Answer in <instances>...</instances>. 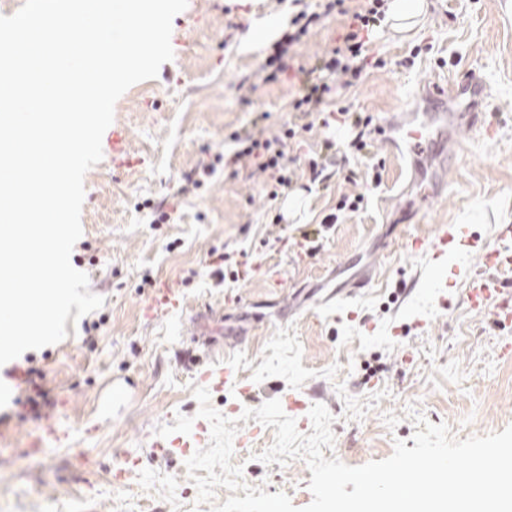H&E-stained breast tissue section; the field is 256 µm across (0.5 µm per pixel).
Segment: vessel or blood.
<instances>
[{"instance_id":"b4317fda","label":"vessel or blood","mask_w":512,"mask_h":512,"mask_svg":"<svg viewBox=\"0 0 512 512\" xmlns=\"http://www.w3.org/2000/svg\"><path fill=\"white\" fill-rule=\"evenodd\" d=\"M437 98L444 101L463 103L467 106L466 123L470 131L491 139L496 135L494 125L484 123L472 110L474 104L491 96L489 86L478 74H470L462 81H448L436 86ZM436 116H418L408 113L405 119L388 120L384 128L398 132L402 149L406 155L421 154L433 139ZM499 244L493 248L477 247L474 239L465 229L442 232L434 239L423 242L413 241L412 247L428 253L435 263H443L448 252L459 248H473L478 253V262L468 275L467 296L470 304L477 309L490 311L500 326H512V294L506 292L501 275L512 269V225L505 224L499 230Z\"/></svg>"}]
</instances>
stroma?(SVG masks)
<instances>
[{"mask_svg":"<svg viewBox=\"0 0 512 512\" xmlns=\"http://www.w3.org/2000/svg\"><path fill=\"white\" fill-rule=\"evenodd\" d=\"M292 10L290 0H188L172 21L173 60L116 102L103 159L84 177L82 242L71 254L105 303L66 323L59 343L33 350L48 393L42 417L19 418L24 394L0 377V512H212L197 501L185 457L148 450L157 425L196 416L199 356L234 372L210 396L241 436L257 428L241 421L244 409L295 397L289 415L308 435V413L322 404L335 437L324 456L351 466L411 440V408L461 440L512 425V360L499 355L512 329L470 305L465 275L449 280L411 248L414 237L458 224L492 248L512 221V0H424L420 24L385 28L371 44L387 68L341 95L377 125L396 112L446 111L430 85L475 70L492 89L478 109L498 128L493 140L452 118L440 127L443 146L415 162L372 137L369 154L340 160L329 186L294 182L291 211L268 202L247 168L185 189L200 161L233 151L227 134L254 112L268 113L272 131L287 121L291 87L263 83L259 69ZM269 18L268 38L247 45ZM246 77L252 88L242 87ZM435 180L444 191L423 199ZM356 194L359 211L337 212L341 196ZM146 198L168 199L171 223L137 209ZM333 212L337 223H326ZM213 250L225 254V271H242L240 281L213 278ZM363 271L370 285L337 300L338 285ZM167 292L179 307H155ZM48 415L61 441L46 439ZM258 430L251 444L233 442L244 482L307 506L305 461L264 465L257 455L274 434ZM129 453L138 468L114 485Z\"/></svg>","mask_w":512,"mask_h":512,"instance_id":"obj_1","label":"stroma"}]
</instances>
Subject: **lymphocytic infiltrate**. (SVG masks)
Returning <instances> with one entry per match:
<instances>
[{"label": "lymphocytic infiltrate", "mask_w": 512, "mask_h": 512, "mask_svg": "<svg viewBox=\"0 0 512 512\" xmlns=\"http://www.w3.org/2000/svg\"><path fill=\"white\" fill-rule=\"evenodd\" d=\"M293 2L298 9L260 68L264 83H291L288 110L293 118L269 135L263 127L268 115L258 112L249 125L228 135L237 146L227 160L228 165L248 167L264 175L266 197L271 201L289 189L297 176L296 159L290 156L289 148L301 143L304 134L312 131L313 115H321L322 126L333 123L348 129L352 134L349 147L356 153L367 154L369 118L335 106V96L339 90L359 85L368 71L387 66L383 57L370 55L368 48L371 38L385 26L387 0H363L356 7L349 6L348 0H323L315 8L305 0ZM332 14L343 19L340 32L321 55L302 59L299 48L304 39L324 17Z\"/></svg>", "instance_id": "f902f5d3"}]
</instances>
